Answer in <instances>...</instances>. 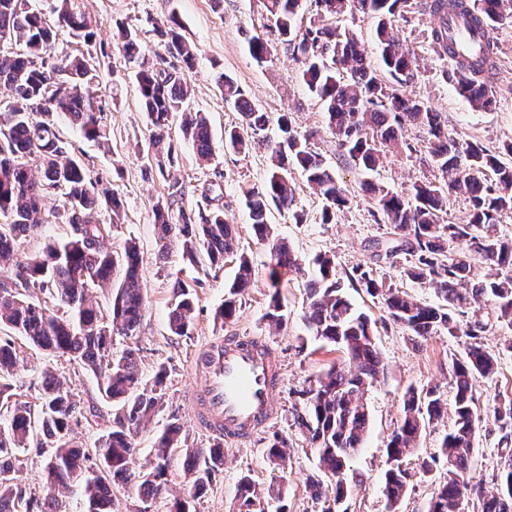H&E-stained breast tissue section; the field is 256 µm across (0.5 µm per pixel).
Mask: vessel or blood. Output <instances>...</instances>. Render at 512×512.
Listing matches in <instances>:
<instances>
[{
    "label": "vessel or blood",
    "instance_id": "vessel-or-blood-1",
    "mask_svg": "<svg viewBox=\"0 0 512 512\" xmlns=\"http://www.w3.org/2000/svg\"><path fill=\"white\" fill-rule=\"evenodd\" d=\"M489 35L464 13L448 16L457 58L481 55ZM193 370L202 382L188 398L200 430L239 444L277 417L281 369L264 340L238 333L218 338L195 353Z\"/></svg>",
    "mask_w": 512,
    "mask_h": 512
}]
</instances>
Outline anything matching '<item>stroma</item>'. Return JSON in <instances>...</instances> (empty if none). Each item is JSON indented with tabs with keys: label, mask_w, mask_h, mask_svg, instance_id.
Wrapping results in <instances>:
<instances>
[{
	"label": "stroma",
	"mask_w": 512,
	"mask_h": 512,
	"mask_svg": "<svg viewBox=\"0 0 512 512\" xmlns=\"http://www.w3.org/2000/svg\"><path fill=\"white\" fill-rule=\"evenodd\" d=\"M72 3L92 18L96 38L88 46L62 32L57 37L55 51L77 54L87 50L98 57L101 86L109 98L110 110L105 119L104 142L87 140L78 129L65 122L61 123L60 130L92 173L107 178L122 200V219L112 232L113 248H122L129 239L136 241L143 265L146 310L139 333L132 338L115 337L112 349L117 353L127 348L136 350L143 383L152 382L158 366H166L168 370L165 405L139 432L136 438L139 451L130 469L145 470L154 434L174 417L185 425L187 447L211 446L208 435L195 426L192 407L185 399L186 391L197 382L190 369L191 357L210 340L233 332L259 336L269 344L281 367L282 409L273 422L245 445H225L224 469L196 498L194 508L196 512H236L240 478L246 474L259 482L268 478V444L272 435L277 434L287 438L290 445L287 472L281 482L279 499L263 500V512H320V504L312 499L308 489L309 477L318 472L317 459L295 427L294 413L300 391L337 360L338 354L315 341L305 325V284L316 274L314 258L323 253L333 255L336 275L341 279L346 278L353 267L373 265L370 245L373 241L385 240L387 229L376 224L370 214L372 204L360 188L362 175L337 155L332 136L323 130L322 103L304 84L301 65L286 46L273 43L271 54L263 63L251 57L245 37L263 31L261 0H223L219 5L213 0H72ZM171 15L175 16L180 33L195 53L190 107L192 111L207 115L216 146L211 161L204 162L199 160L191 144L180 142L174 175L188 189L183 205L188 210L205 206L204 190L214 183L220 185L223 192L220 204L227 219L236 224L239 248L250 258L256 272V284L242 297L235 317L220 323L215 321L214 313L224 301L226 285L234 277L233 263H225L223 269L216 271L186 270L188 277L197 281L196 308L192 331L183 337L172 335L167 321L174 277L183 268L181 247L175 242L161 246L153 225L152 207L166 196L167 183L152 170L146 157L150 125L140 104L135 67L114 52L112 46L113 32L125 27L137 31L143 46L150 52H163L164 39L154 31L151 22ZM431 24L429 15L414 9L398 17L395 23L396 36L412 48L417 57L418 76L409 85V93L428 101L435 111L441 112L448 123L449 134L460 143L477 142L497 150L503 142L512 139V17L495 26L499 53L493 84L497 103L487 110L474 109L456 92L453 80L448 77L453 69L452 61L438 57L429 45L427 33ZM219 71L233 77L248 100L269 116L287 112L298 132L318 129L312 149L335 167L355 197L351 208L340 213L335 223H322L323 202L298 174L294 177L298 185L294 208L303 215V223H295L292 213L271 212L270 222L277 233L292 243L305 262L304 275L292 278L283 291L288 325L280 330L269 327L263 318L269 293V253L252 234L242 197L243 189L261 185L266 179L269 154L265 140L277 137L278 132L269 129L266 138L256 139L249 150L241 153L225 149L224 131L239 125L241 116L224 101L214 79ZM424 173V168L414 159L390 155L373 172L372 178L405 194ZM63 211V199L48 196L42 234L20 241V257L40 253L48 241L69 235L70 228L61 219ZM347 295L374 324L375 342L387 367V377L368 393L369 431L350 463L349 491L340 512H385L386 500L381 486L388 467L385 448L401 415L403 394L411 386L425 390L437 385L444 400H452L448 362L464 356L466 339L442 334L413 343L402 326L388 320L378 300L359 288L348 289ZM480 316L489 323L483 336L485 346L500 354L496 379L477 381L473 388L478 404L485 406L491 404L495 394H512V352L502 347L504 340L512 337V329L493 322L491 307H484ZM15 346L18 353L12 379L15 393L31 405H38L43 372L52 370L80 396L83 410L72 425L73 436L77 443L92 447L112 416L111 404L97 395L94 375L68 358L37 350L23 340H16ZM451 427V421L447 420L427 429L416 455L408 459L413 480L399 505V512H427L432 492L443 472L437 469L421 473L420 463L438 454L441 440Z\"/></svg>",
	"instance_id": "35a3bbf8"
}]
</instances>
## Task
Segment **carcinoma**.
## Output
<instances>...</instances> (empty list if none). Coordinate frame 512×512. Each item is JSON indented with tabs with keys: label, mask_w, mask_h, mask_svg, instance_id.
Returning <instances> with one entry per match:
<instances>
[{
	"label": "carcinoma",
	"mask_w": 512,
	"mask_h": 512,
	"mask_svg": "<svg viewBox=\"0 0 512 512\" xmlns=\"http://www.w3.org/2000/svg\"><path fill=\"white\" fill-rule=\"evenodd\" d=\"M315 17L304 31L297 30L303 0H263L274 33L302 64V80L323 104L326 129L336 138V152L351 167L368 175L389 153H414L416 148L402 135L413 126L426 134L425 153L417 160L432 171V177L412 184L410 193L398 194L371 179L361 183L373 205L371 215L389 226L392 237L375 242L377 260L396 264L405 261L406 277L428 285L445 304L421 303L403 290L379 279L373 268L357 266L350 283L378 299L388 317L420 339L446 333L469 339L465 356L448 364V383L454 390V423L443 438L440 454L422 460L425 473L443 463L446 472L429 501L427 512H460L464 501L475 499L480 512H512V394H499L482 410L473 394L477 379H492L498 372V356L482 342L487 324L477 318L484 307H493L496 321L512 327V239L499 231L501 218L512 215V164L502 156L512 155V143L492 151L481 144L466 143L448 135L442 115L424 100L406 93L416 77L409 49L395 37L396 16L416 7L434 18L428 39L441 57L448 56V11L460 9L459 0H313ZM473 8L496 23L512 14V0H473ZM356 12L377 19L374 39L381 49L389 78L366 62L357 33L338 26L347 14ZM177 21L170 17L154 21L166 37L165 51L182 60L173 66L166 57L145 52L137 33L119 30L115 48L125 58L139 62L136 72L142 107L151 132L147 153L162 175L177 162L178 141L172 135L180 118L179 137L192 144L197 156L208 161L215 147L205 116L188 108L191 97L187 69L192 51ZM92 43V21L76 10L71 0H56L51 15L29 6V0H0V84L10 87L13 100L0 106V325L9 326L33 346L65 355L90 370L102 398L113 404L110 427L92 448L72 439V422L81 413V398L55 374L44 372L42 397L34 409L13 392L10 376L16 363L14 341L0 336V512H66L70 494L77 490L82 512H113L112 485L131 478L129 459L136 452L135 438L163 408L167 369L157 368L151 386L142 385L137 353L112 354V337H134L144 316L146 300L141 285L140 252L128 241L123 250H112V229L120 219L117 195L72 152L62 139L57 119L67 120L88 140L105 135L106 95L97 81L93 56L53 52L57 33ZM271 39L253 36L250 55L262 63L270 53ZM498 45H487L475 62H454L453 79L458 93L478 108L492 106L496 90L492 69ZM215 80L225 103L241 113L242 123L224 132V147L240 152L250 140L264 135L271 122L268 113L252 105L241 87L219 72ZM279 135L270 141V172L261 186L243 190L251 230L269 251L272 294L267 324L288 326V310L279 289L282 274L303 271L302 259L287 241L278 237L269 223L270 206L290 214L295 223L303 217L293 210L297 185L293 170L303 173L306 183L324 201L322 221L332 222L336 213L351 203L346 185L336 171L311 151L314 132L299 134L288 113L276 120ZM168 198L153 208L154 225L161 240L178 239L186 264L199 267L206 258L209 267L222 268L225 259L237 260L228 294L216 319L232 318L238 296L254 285L249 259L238 253L237 232L224 220V209L209 207L198 212L179 205L185 186L169 182ZM59 192L65 198L63 218L70 236L48 243L42 254L18 259V242L42 227V203ZM462 193L471 203L465 224H449L448 197ZM109 214L112 223L102 221ZM485 262L478 273L470 261ZM319 276L306 286L304 321L313 336L342 353L336 362L300 392L302 412L295 425L318 456L319 475L311 478L316 500L323 484L334 487L332 502L321 512H339L348 487L346 471L369 426L367 396L384 376L370 318L353 307L345 285L336 278L334 259L315 258ZM109 294L108 315L93 304L97 290ZM40 292L41 302L33 298ZM192 285L175 276L168 323L175 336H188L193 326ZM471 319L465 321V315ZM446 403L437 388H410L403 399V414L394 428L385 452L390 468L384 475L383 493L387 512H397L413 475L404 462L414 454L427 427L442 421ZM483 422L492 423L499 434L494 490L487 491L471 477L476 455V437ZM47 452L44 466L46 494L26 496L17 483L23 451L31 445ZM182 450L191 481L187 496L175 497L169 512H193L191 502L224 468V448L184 447V429L171 419L154 436L149 469L138 474L136 492L142 502L166 491V474L173 454ZM288 457V439L278 435L270 441L271 476L259 487L252 477L240 479L238 512H257V504L279 497Z\"/></svg>",
	"instance_id": "1"
}]
</instances>
